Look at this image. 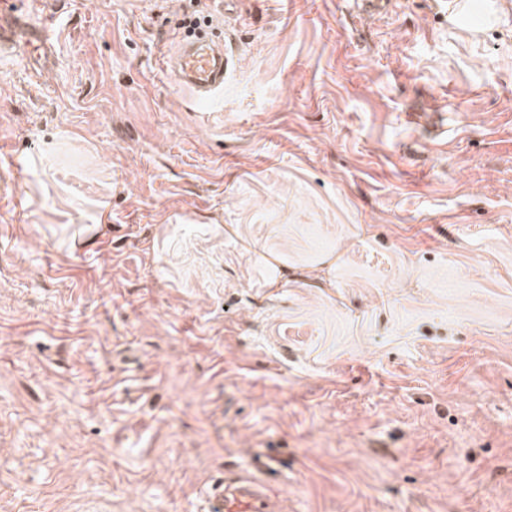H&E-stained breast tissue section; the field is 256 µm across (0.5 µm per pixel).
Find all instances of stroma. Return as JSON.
Segmentation results:
<instances>
[{
	"label": "stroma",
	"instance_id": "obj_1",
	"mask_svg": "<svg viewBox=\"0 0 512 512\" xmlns=\"http://www.w3.org/2000/svg\"><path fill=\"white\" fill-rule=\"evenodd\" d=\"M44 0L0 56V512H512V8ZM230 233L214 235L211 225ZM288 267L269 287L275 261ZM172 72L192 87L197 96L211 100L224 91V81L234 68L226 46L203 40L185 42L179 53L170 59ZM213 483L207 492L209 512H270L267 486L235 473Z\"/></svg>",
	"mask_w": 512,
	"mask_h": 512
}]
</instances>
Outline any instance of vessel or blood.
Returning <instances> with one entry per match:
<instances>
[{
    "label": "vessel or blood",
    "mask_w": 512,
    "mask_h": 512,
    "mask_svg": "<svg viewBox=\"0 0 512 512\" xmlns=\"http://www.w3.org/2000/svg\"><path fill=\"white\" fill-rule=\"evenodd\" d=\"M47 30L37 29L27 14L13 9L11 0H0V52L19 47L39 51L47 48ZM172 72L183 83L192 87L204 100L213 99L224 90V82L234 67L225 47L203 40L185 42L179 53L171 58ZM280 457L259 454L251 466L258 479H247L236 474L213 483L207 492L209 512H271L270 498L263 476H276Z\"/></svg>",
    "instance_id": "vessel-or-blood-1"
}]
</instances>
